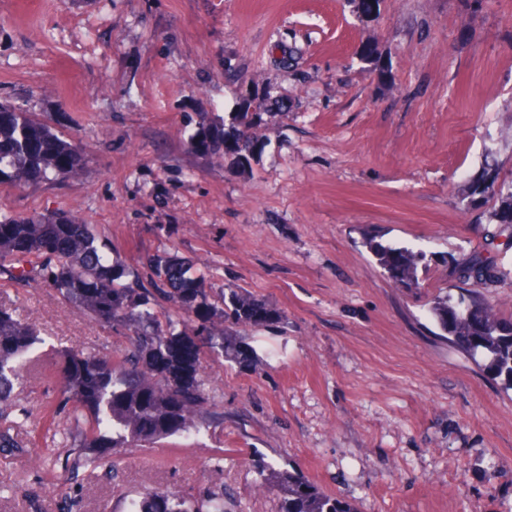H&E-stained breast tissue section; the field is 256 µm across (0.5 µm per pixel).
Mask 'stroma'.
<instances>
[{"instance_id":"1","label":"stroma","mask_w":512,"mask_h":512,"mask_svg":"<svg viewBox=\"0 0 512 512\" xmlns=\"http://www.w3.org/2000/svg\"><path fill=\"white\" fill-rule=\"evenodd\" d=\"M248 159L187 136L266 94ZM0 105L81 142L79 175L0 183V216L66 212L155 282L174 251L211 301L244 290L283 325L256 356L201 373L209 416L116 468L66 469L53 371L61 349L119 355L125 335L66 307L43 280L0 275V304L42 342L19 404L26 451L0 453V512H124L154 488L224 512H279L265 464L301 470L357 512H512V391L437 336L441 293L478 294L512 320V228L475 204L471 177L512 184V0H0ZM425 255L394 283L368 239ZM480 254L508 276L463 282Z\"/></svg>"}]
</instances>
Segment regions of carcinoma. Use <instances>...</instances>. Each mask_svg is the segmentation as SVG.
Wrapping results in <instances>:
<instances>
[{"label":"carcinoma","instance_id":"obj_1","mask_svg":"<svg viewBox=\"0 0 512 512\" xmlns=\"http://www.w3.org/2000/svg\"><path fill=\"white\" fill-rule=\"evenodd\" d=\"M260 119L259 113L235 112L223 134L200 130L190 140L211 154L224 151L245 159L254 149ZM83 165L84 152L75 141L32 114L0 106V182H46L75 175ZM471 193L496 199L495 223L512 224V186L498 184L495 170L484 169ZM370 249L393 281L420 287L422 253L376 241ZM148 264L157 281L152 291L128 281L137 274L112 258V247L92 224L67 213L0 218V274L22 282L42 277L68 307L128 334L129 344L115 360L74 349L60 355L61 402L72 405L78 428L74 434L63 430V437L78 465L109 466L117 448L150 447L197 428L207 404L202 360L221 352L231 362H249L254 351L243 332L284 320L265 301L243 292H230L223 297L224 308H217L203 275L192 273L189 260L166 252L149 257ZM455 273L460 279L483 281L501 271L476 256L458 265ZM158 295L172 303L179 317L198 321L197 336L175 335L170 316L153 309ZM427 313L449 344L512 390V321L496 317L477 295H438ZM39 343L35 325L0 305V450L23 452L12 433L17 424L15 388ZM260 476L279 490L281 512H356L294 468L269 464ZM128 509L224 512V489H211L193 503L155 490L130 500Z\"/></svg>","mask_w":512,"mask_h":512}]
</instances>
